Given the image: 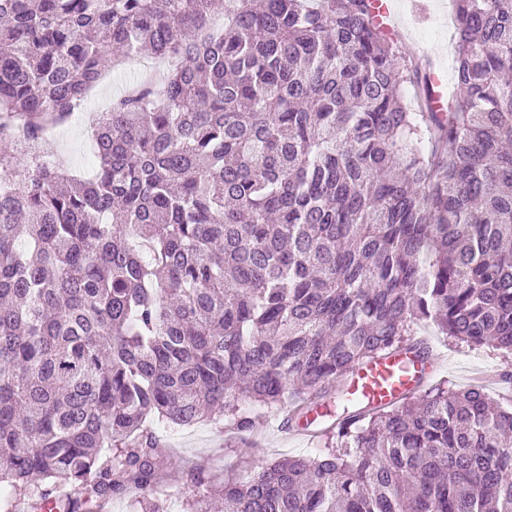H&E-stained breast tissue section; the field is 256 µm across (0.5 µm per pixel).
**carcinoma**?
I'll use <instances>...</instances> for the list:
<instances>
[{"label":"carcinoma","mask_w":512,"mask_h":512,"mask_svg":"<svg viewBox=\"0 0 512 512\" xmlns=\"http://www.w3.org/2000/svg\"><path fill=\"white\" fill-rule=\"evenodd\" d=\"M452 3L437 108L373 0H0V138L168 61L94 113L92 178L0 153L9 512H168L145 422L247 430L258 405L331 421L324 448L239 470L224 512H512V408L341 391L423 324L512 354V0ZM157 61V59L150 55L141 54L135 58L131 66H128L127 71L123 67L113 72L112 81L93 93L85 112L88 113L106 107L113 96L126 90L136 81L147 79L146 74L150 75L149 80L155 84H160L163 80L165 67L157 70Z\"/></svg>","instance_id":"carcinoma-1"}]
</instances>
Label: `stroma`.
Listing matches in <instances>:
<instances>
[{"label": "stroma", "instance_id": "35a3bbf8", "mask_svg": "<svg viewBox=\"0 0 512 512\" xmlns=\"http://www.w3.org/2000/svg\"><path fill=\"white\" fill-rule=\"evenodd\" d=\"M451 0H396V38L405 56L424 55L437 71L452 74L453 24L448 18ZM164 72L155 58L139 55L133 64L112 74L111 81L91 96L87 108L106 107L111 98L133 83L151 79L161 83ZM57 155L72 171L91 175L96 160L90 153L91 132L85 117L78 116L52 130ZM419 337L433 346L437 366L431 385L448 383L456 389L483 388L498 402L512 404V355L487 346L443 340L429 327L418 329ZM157 440L168 448L173 464L166 484L173 497L174 512H185V502L197 492L193 477L202 474L208 484L219 487L241 467H261L275 460L315 455L319 439L294 434L269 420L260 428L237 430L227 418L206 421L192 427L169 429L153 422L149 425Z\"/></svg>", "mask_w": 512, "mask_h": 512}]
</instances>
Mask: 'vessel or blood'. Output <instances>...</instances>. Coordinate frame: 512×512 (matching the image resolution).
Masks as SVG:
<instances>
[{
    "instance_id": "b4317fda",
    "label": "vessel or blood",
    "mask_w": 512,
    "mask_h": 512,
    "mask_svg": "<svg viewBox=\"0 0 512 512\" xmlns=\"http://www.w3.org/2000/svg\"><path fill=\"white\" fill-rule=\"evenodd\" d=\"M427 366V361L409 354L379 359L359 368L348 390L366 406H387L421 385Z\"/></svg>"
}]
</instances>
